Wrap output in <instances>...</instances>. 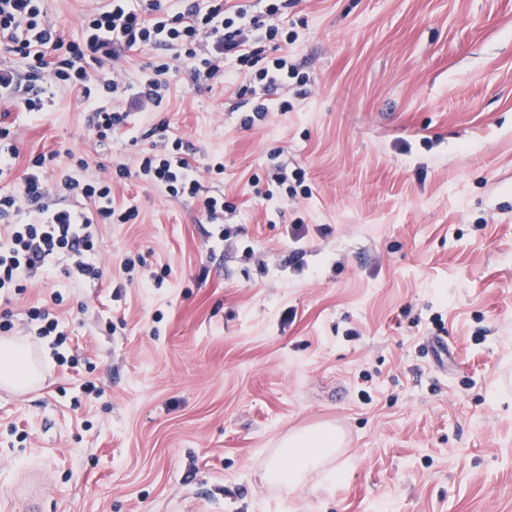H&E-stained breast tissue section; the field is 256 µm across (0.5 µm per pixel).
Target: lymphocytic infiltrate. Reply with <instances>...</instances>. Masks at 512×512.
Here are the masks:
<instances>
[{"label":"lymphocytic infiltrate","instance_id":"f902f5d3","mask_svg":"<svg viewBox=\"0 0 512 512\" xmlns=\"http://www.w3.org/2000/svg\"><path fill=\"white\" fill-rule=\"evenodd\" d=\"M296 0H106L86 13L81 35L64 39L50 19L45 0H0V48L19 57L24 70L0 67V99L17 101L22 111H45L51 89L73 91L92 107L89 123L98 143L128 127L136 112H157L168 98V74L180 64L193 84H231L240 71L252 72L260 94L244 126L268 112H286L289 80L308 81L287 56L267 59L270 43H287L281 17ZM157 52L139 81L127 78L130 53ZM47 158L35 156L12 190L0 193V226L7 243L0 247V295L23 292L20 276L51 275L58 256H66L67 276L98 279L97 227L125 224L134 207L117 210L112 185L104 178L63 177L69 196L83 200L79 209L53 201L45 179ZM119 177L135 176L175 198L199 200L209 219L224 209L222 195L197 177L190 146L166 136L160 150L143 155L135 166L117 165ZM31 222L19 223L20 215Z\"/></svg>","mask_w":512,"mask_h":512}]
</instances>
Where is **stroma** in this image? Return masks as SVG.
Listing matches in <instances>:
<instances>
[{
  "instance_id": "stroma-1",
  "label": "stroma",
  "mask_w": 512,
  "mask_h": 512,
  "mask_svg": "<svg viewBox=\"0 0 512 512\" xmlns=\"http://www.w3.org/2000/svg\"><path fill=\"white\" fill-rule=\"evenodd\" d=\"M102 4L45 2L68 39ZM284 25L308 82L250 128L236 87L176 71L138 138L104 145L77 93L0 101L15 173L52 153V185L134 163L166 124L223 162L230 231L132 177L100 279L60 259L12 298L44 380L0 388V512L31 483L38 512H512V0H298ZM277 160L308 197L278 196ZM34 306L63 345L27 336ZM318 426L341 439L322 472L268 486L282 440Z\"/></svg>"
}]
</instances>
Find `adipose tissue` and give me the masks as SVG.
Segmentation results:
<instances>
[{
	"instance_id": "obj_1",
	"label": "adipose tissue",
	"mask_w": 512,
	"mask_h": 512,
	"mask_svg": "<svg viewBox=\"0 0 512 512\" xmlns=\"http://www.w3.org/2000/svg\"><path fill=\"white\" fill-rule=\"evenodd\" d=\"M37 369L32 363L23 339H0V385L24 391L35 383ZM336 435L332 430L315 428L294 434L283 443L284 456L268 462L265 467L269 482L296 489L307 473L335 452Z\"/></svg>"
}]
</instances>
